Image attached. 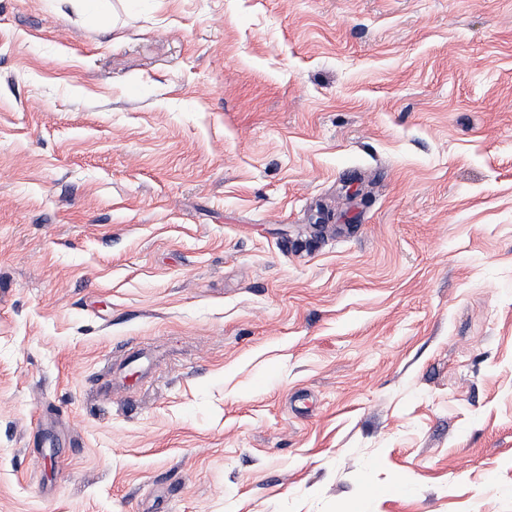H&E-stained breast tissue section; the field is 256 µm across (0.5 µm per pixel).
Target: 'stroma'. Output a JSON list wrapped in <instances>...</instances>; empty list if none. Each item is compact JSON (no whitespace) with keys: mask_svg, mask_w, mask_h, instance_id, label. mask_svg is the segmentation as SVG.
Instances as JSON below:
<instances>
[{"mask_svg":"<svg viewBox=\"0 0 512 512\" xmlns=\"http://www.w3.org/2000/svg\"><path fill=\"white\" fill-rule=\"evenodd\" d=\"M0 0V512H512V0Z\"/></svg>","mask_w":512,"mask_h":512,"instance_id":"1","label":"stroma"}]
</instances>
